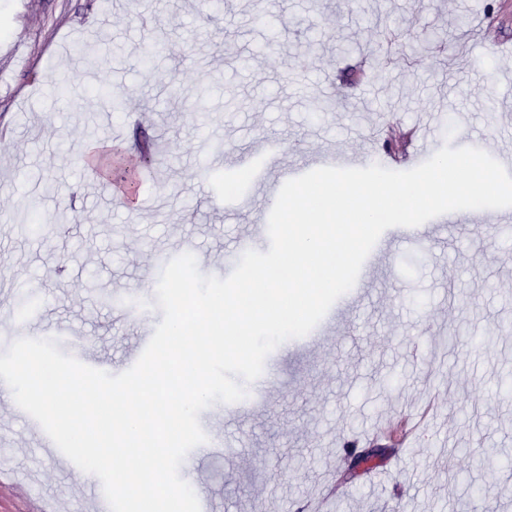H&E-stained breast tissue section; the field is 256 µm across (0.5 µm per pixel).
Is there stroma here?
Listing matches in <instances>:
<instances>
[{
  "instance_id": "1",
  "label": "stroma",
  "mask_w": 512,
  "mask_h": 512,
  "mask_svg": "<svg viewBox=\"0 0 512 512\" xmlns=\"http://www.w3.org/2000/svg\"><path fill=\"white\" fill-rule=\"evenodd\" d=\"M251 2L0 0V353L69 338L100 370L131 368L163 314L118 320L113 297L154 296L186 252L222 278L237 240L268 251L260 179L330 154L386 164L379 123L429 122L436 150L512 154V0H264L260 17ZM83 42L109 63L74 69ZM101 82L118 109L93 93ZM257 157L264 170L226 195ZM21 210L39 234L14 227ZM16 280L39 297L24 319ZM366 287L318 342L272 351L279 380L261 405L200 413L227 449L191 450L179 473L208 512H301L330 470L333 512H512V397L495 391L512 376V232L461 222L396 245ZM407 412L420 436L394 426L384 455L349 472L346 442L372 447ZM0 443V512L39 494L94 512L96 484L42 454L5 385Z\"/></svg>"
}]
</instances>
